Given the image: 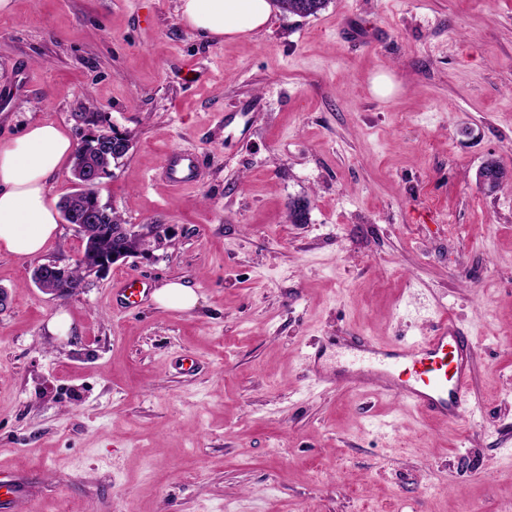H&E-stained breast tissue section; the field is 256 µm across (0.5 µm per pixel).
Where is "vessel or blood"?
<instances>
[{
    "label": "vessel or blood",
    "instance_id": "obj_1",
    "mask_svg": "<svg viewBox=\"0 0 512 512\" xmlns=\"http://www.w3.org/2000/svg\"><path fill=\"white\" fill-rule=\"evenodd\" d=\"M166 180L174 186L187 185L199 177L197 156L182 152L167 155L163 163ZM149 296L145 280L124 276L113 285L118 306L140 304ZM350 346L362 361L353 386L379 384L381 390L398 398L424 416L456 423L464 419L471 391L472 344L450 323H442L432 334L410 341L385 342L354 336ZM24 488L21 475L0 477V512H13Z\"/></svg>",
    "mask_w": 512,
    "mask_h": 512
}]
</instances>
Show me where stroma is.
Wrapping results in <instances>:
<instances>
[{
    "label": "stroma",
    "mask_w": 512,
    "mask_h": 512,
    "mask_svg": "<svg viewBox=\"0 0 512 512\" xmlns=\"http://www.w3.org/2000/svg\"><path fill=\"white\" fill-rule=\"evenodd\" d=\"M176 3L0 11V138L76 142L79 107L98 113L131 142L101 203L161 227L68 296L31 272L74 262L73 226L0 252L14 512H512V187L477 181L489 159L512 171V0H329L236 39ZM173 151L201 158L197 183L162 181ZM128 274L198 302L113 310ZM444 315L475 342L464 421L346 385V331L411 340ZM153 297L164 307L184 310L193 308L198 300L194 289L181 281L166 283L154 293Z\"/></svg>",
    "instance_id": "obj_1"
}]
</instances>
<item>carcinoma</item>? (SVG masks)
<instances>
[{
	"instance_id": "1",
	"label": "carcinoma",
	"mask_w": 512,
	"mask_h": 512,
	"mask_svg": "<svg viewBox=\"0 0 512 512\" xmlns=\"http://www.w3.org/2000/svg\"><path fill=\"white\" fill-rule=\"evenodd\" d=\"M329 0H278L279 9L290 15L306 18L314 16L324 9ZM75 155L73 174H78L83 166L94 163L99 166L102 176L110 174V167L122 159L128 150L119 149L112 145V133L105 130L97 132L96 138L80 141ZM94 206L93 196L76 190L67 195L60 208L64 220L69 224L83 225L86 236L84 258L76 260L74 266L69 268L65 280L55 279L34 271V276L41 281V287L48 293L66 294V289L79 286L91 275V271L99 265V261L109 258L114 252L125 248L126 241L120 232L123 220L114 210H108L103 219L97 222H88L86 213Z\"/></svg>"
}]
</instances>
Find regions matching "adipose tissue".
<instances>
[{
	"mask_svg": "<svg viewBox=\"0 0 512 512\" xmlns=\"http://www.w3.org/2000/svg\"><path fill=\"white\" fill-rule=\"evenodd\" d=\"M271 9L270 0H178L177 6L190 27L215 38L259 31ZM72 150L69 137L51 124L0 141V250L30 257L55 237L57 213L48 194Z\"/></svg>",
	"mask_w": 512,
	"mask_h": 512,
	"instance_id": "1",
	"label": "adipose tissue"
}]
</instances>
